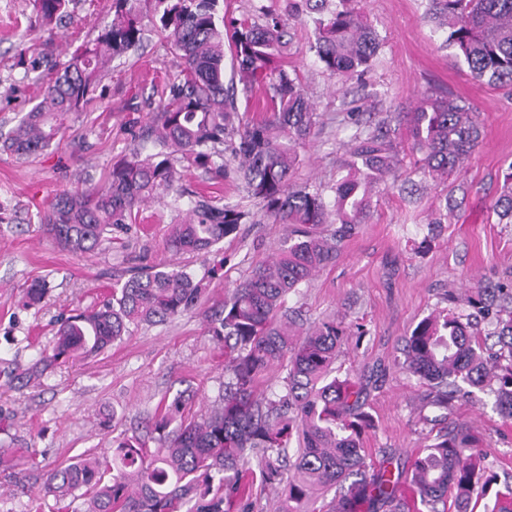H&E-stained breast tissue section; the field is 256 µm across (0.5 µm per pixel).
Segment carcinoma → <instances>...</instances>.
Listing matches in <instances>:
<instances>
[{"instance_id": "1", "label": "carcinoma", "mask_w": 512, "mask_h": 512, "mask_svg": "<svg viewBox=\"0 0 512 512\" xmlns=\"http://www.w3.org/2000/svg\"><path fill=\"white\" fill-rule=\"evenodd\" d=\"M70 0H33L34 23L43 29L66 13ZM424 16L442 32L443 47L466 63L473 79L512 89V0H425ZM353 0H288V17L313 26L309 42L323 68L345 79L362 77L382 43ZM226 0H112V21L89 44L79 46L56 69L38 77L39 94L0 149L24 164L57 144L72 114L92 100L106 63L130 57L152 25L163 35L175 72L152 85L156 113L142 138L153 153L138 150L112 160L100 187L59 193L38 213L52 240L73 254H86L131 230L141 206L174 190L177 168L224 178V146L248 197L263 216L284 224L287 235L271 262L205 311L212 335L224 342V395L219 408L173 427V413L190 395L181 393L155 417L158 446L133 437L118 442L112 457L92 455L32 479L63 502L85 498V512H253L255 484L288 480L278 512H310L319 495L335 489L324 512H474L488 498L481 439L448 421V410L473 389L490 386L495 409L512 420V308L495 295L469 304L494 324L500 351L488 353L478 323L450 309H435L418 322L400 348L397 365L426 387L424 399L442 411L421 416L430 443L405 467L377 466L363 448L374 428L365 411V389L336 375L343 345L368 334L359 322L334 318L309 327L288 295L336 261L342 244L365 223L372 184L395 174L398 153L389 133L354 122L328 212L322 194L290 182L297 147L312 134L317 113L298 76L278 63L291 45L288 24L277 9L255 7L240 19L227 15ZM38 68L37 42L17 46ZM231 78L225 84V58ZM266 110L249 112L258 91ZM416 170L432 180L462 166L479 139L475 112L450 94L425 99L402 116ZM498 223L512 224V174L492 205ZM255 213L218 197L199 196L185 222L172 225L175 252L209 253L237 236ZM332 223L336 229L324 232ZM203 282L183 269L147 266L97 308L62 319L49 360L101 352L131 327L190 313ZM285 371L276 389L260 393V379L273 366ZM512 487L496 491L491 512H512Z\"/></svg>"}]
</instances>
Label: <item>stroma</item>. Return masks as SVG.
I'll list each match as a JSON object with an SVG mask.
<instances>
[{"label":"stroma","instance_id":"obj_1","mask_svg":"<svg viewBox=\"0 0 512 512\" xmlns=\"http://www.w3.org/2000/svg\"><path fill=\"white\" fill-rule=\"evenodd\" d=\"M384 41L362 80L331 76L308 51L309 30L291 21L294 34L288 69L297 74L317 108L319 123L298 149L293 184L322 190L333 200L339 160L354 133L346 113L409 112L431 93L448 92L475 109L481 135L462 168L430 182L417 199L404 198L400 184L418 180L403 122H392L399 153L396 181L375 184L365 224L347 238L333 265L316 273L288 304L302 308L308 324L329 317L366 325L359 344L343 346L336 368L368 387L366 409L375 426L363 444L374 460L406 465L426 443L419 421L414 377L394 364L404 336L434 307L455 293L452 309L469 312L475 288L512 279V224L497 220L491 206L512 168V95L474 80L466 65L442 48V37L423 18V0H357ZM70 17L55 25L48 59L62 62L70 47L96 38L112 20V0H71ZM33 16L32 0H0V132L6 133L32 105L38 88L15 65L18 36ZM170 57L152 35L135 62H112L87 110L73 115L60 143L18 163L0 151V448H26L13 472L0 471V512H27L29 492L17 488L14 472L43 474L87 452L108 453L119 439L146 436L160 402L183 390L193 393L192 411L207 415L217 405L224 380V345L203 315L223 301L251 269L276 256L283 225L263 219L241 225L236 237L208 254L176 253L168 228L183 221L190 199L205 194L255 209V202L226 171L214 183L201 171L180 170L176 186L186 199L163 196L144 205L129 234L111 247L75 255L53 244L37 214L71 187L102 185L114 157L136 148L131 132L147 124L153 107L133 99L135 88L162 82ZM461 198L444 214L446 196ZM164 263L203 278L207 290L192 314L162 324H143L101 353L47 364L60 317L101 303L113 285L137 267ZM45 282L40 303L25 290ZM494 397L476 393L456 401L450 417L482 437L486 466L498 482L512 481V421L503 422Z\"/></svg>","mask_w":512,"mask_h":512}]
</instances>
